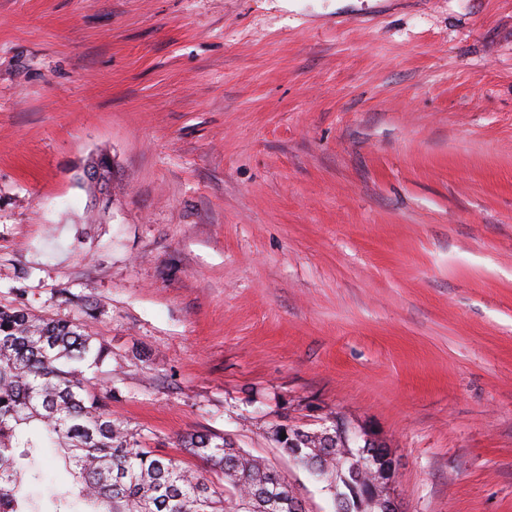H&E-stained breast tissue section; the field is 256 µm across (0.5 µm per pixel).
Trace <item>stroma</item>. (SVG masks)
Segmentation results:
<instances>
[{
  "label": "stroma",
  "instance_id": "1",
  "mask_svg": "<svg viewBox=\"0 0 512 512\" xmlns=\"http://www.w3.org/2000/svg\"><path fill=\"white\" fill-rule=\"evenodd\" d=\"M0 306L89 322L161 456L334 512L276 433L339 413L403 512H512V0H0Z\"/></svg>",
  "mask_w": 512,
  "mask_h": 512
}]
</instances>
